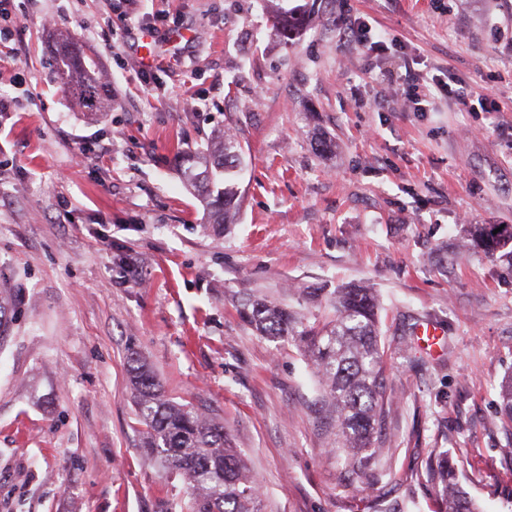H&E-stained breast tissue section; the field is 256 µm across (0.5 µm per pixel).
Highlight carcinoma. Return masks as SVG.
Returning <instances> with one entry per match:
<instances>
[{
	"label": "carcinoma",
	"mask_w": 512,
	"mask_h": 512,
	"mask_svg": "<svg viewBox=\"0 0 512 512\" xmlns=\"http://www.w3.org/2000/svg\"><path fill=\"white\" fill-rule=\"evenodd\" d=\"M57 52L68 94L88 112L105 111L108 99L98 82L95 61L67 38ZM243 161V146L227 129L206 148L184 153L181 175L209 223H237L241 206L237 177ZM471 237L485 255L494 258L501 252L512 265V250H506L512 244V225L497 233L476 225ZM324 302V315L312 322L265 298L242 302L237 312L261 336L301 343L335 413L336 445L348 449L366 469L374 458V435L381 428L386 400L379 304L372 289L360 285L337 288ZM133 362L136 419L143 427L140 448L169 478L186 485L181 512H261L259 480L232 447L224 425L167 398L154 372L137 358ZM499 397L500 416L512 426V375L502 380ZM434 476L446 503L444 512H481L455 481L448 457L437 461Z\"/></svg>",
	"instance_id": "carcinoma-1"
}]
</instances>
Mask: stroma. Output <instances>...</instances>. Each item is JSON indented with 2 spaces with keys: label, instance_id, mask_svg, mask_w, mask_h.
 <instances>
[{
  "label": "stroma",
  "instance_id": "1",
  "mask_svg": "<svg viewBox=\"0 0 512 512\" xmlns=\"http://www.w3.org/2000/svg\"><path fill=\"white\" fill-rule=\"evenodd\" d=\"M14 0L0 42V512H166L184 495L139 446L128 359L206 410L260 482L262 512H439L446 453L483 512H512L497 410L512 375V273L469 248L512 225V0ZM304 14L288 38L274 15ZM362 17L386 55L341 42ZM106 77L90 118L58 33ZM181 47L180 66L158 68ZM452 95L410 111L401 77ZM471 93L461 104L456 92ZM488 95L480 106L477 94ZM230 128L248 152L236 224L208 223L175 163ZM331 141L321 150L319 138ZM94 145L92 160L75 161ZM142 268L124 281L117 262ZM373 288L388 399L354 473L296 342L236 313L255 295L315 314L305 288ZM433 324L437 342L412 337Z\"/></svg>",
  "mask_w": 512,
  "mask_h": 512
}]
</instances>
